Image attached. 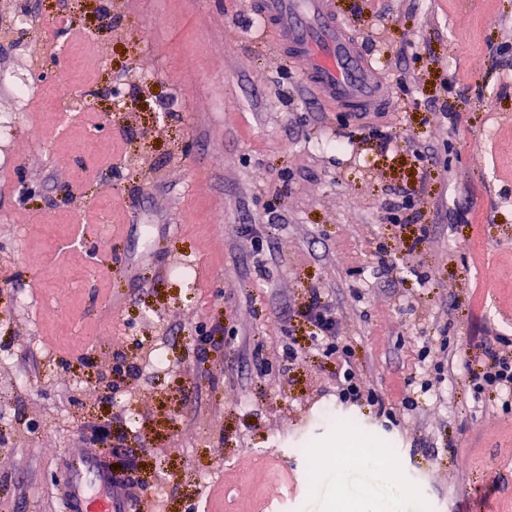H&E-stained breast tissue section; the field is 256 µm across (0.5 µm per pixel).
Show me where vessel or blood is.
<instances>
[{"label": "vessel or blood", "mask_w": 512, "mask_h": 512, "mask_svg": "<svg viewBox=\"0 0 512 512\" xmlns=\"http://www.w3.org/2000/svg\"><path fill=\"white\" fill-rule=\"evenodd\" d=\"M277 51L299 68L305 83L331 111H382L384 85L358 37L336 16L334 0H255ZM64 498L65 512H134L135 502L110 468L77 459Z\"/></svg>", "instance_id": "b4317fda"}]
</instances>
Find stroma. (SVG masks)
<instances>
[{"mask_svg": "<svg viewBox=\"0 0 512 512\" xmlns=\"http://www.w3.org/2000/svg\"><path fill=\"white\" fill-rule=\"evenodd\" d=\"M250 2L0 0V512H61L81 453L135 463L141 512H344L312 468L327 408L402 512H512V410L471 385L512 357V0H336L388 143L318 103ZM315 291L382 405L340 400Z\"/></svg>", "mask_w": 512, "mask_h": 512, "instance_id": "1", "label": "stroma"}]
</instances>
